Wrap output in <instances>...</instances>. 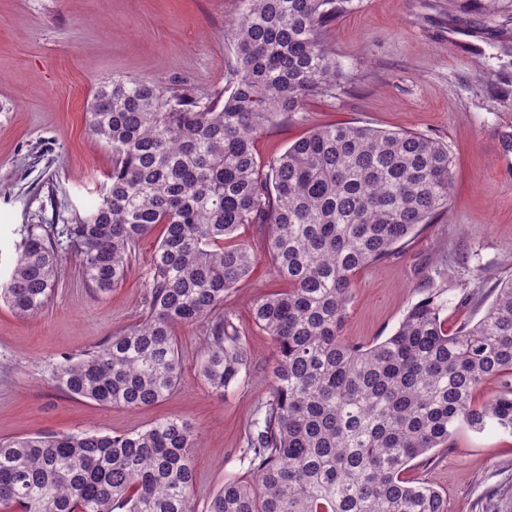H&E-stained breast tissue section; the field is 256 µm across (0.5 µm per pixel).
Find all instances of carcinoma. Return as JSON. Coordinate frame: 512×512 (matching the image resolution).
Returning <instances> with one entry per match:
<instances>
[{"label": "carcinoma", "instance_id": "1", "mask_svg": "<svg viewBox=\"0 0 512 512\" xmlns=\"http://www.w3.org/2000/svg\"><path fill=\"white\" fill-rule=\"evenodd\" d=\"M349 2L240 0L225 31L226 96L150 81L101 86L86 113L90 132L112 148L100 201L60 227L26 225L0 280V302L22 318L38 313L54 293L64 244L85 282L106 293L126 279L139 241L162 227L140 320L61 357L52 380L102 407L156 405L181 381L176 328L203 323L199 375L222 394L250 364L224 294L256 264L241 229L261 227L288 289L251 309L278 351L272 391L240 449L256 479L224 482L205 512H448L432 486L403 477L410 463L462 427L512 435V278L454 333L434 294L380 342L343 338L356 272L448 207V146L332 125L263 163L253 151L254 135L336 85L325 31ZM491 379L501 388L475 404ZM198 447L197 431L179 418L112 436L0 438V512H198L190 452Z\"/></svg>", "mask_w": 512, "mask_h": 512}]
</instances>
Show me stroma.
<instances>
[{"label":"stroma","instance_id":"obj_1","mask_svg":"<svg viewBox=\"0 0 512 512\" xmlns=\"http://www.w3.org/2000/svg\"><path fill=\"white\" fill-rule=\"evenodd\" d=\"M238 9V0H0V276L25 225L67 224L98 201L112 169L111 150L86 126L98 88L121 79L223 91L232 60L224 22ZM326 40L342 79L261 131L258 159L331 124L421 134L447 144L454 158L447 210L355 274L346 340H383L435 292L449 331L477 322L496 279L512 276V155L501 147L512 127V0L494 14L461 10L454 0H351ZM159 238L140 241L125 282L109 293L88 288L77 258L63 249L41 312L21 318L0 305V438L116 434L182 418L201 435L194 468L202 508L224 481H252L240 460L242 438L272 386L276 346L250 308L286 284L256 226L242 239L258 263L224 295L250 349L240 384L219 395L202 380L207 337L199 324L178 330L181 384L152 407L106 408L67 396L49 371L61 356L100 346L137 321ZM465 292L471 302H462ZM405 476L438 490L448 512H512V436L460 429L447 447L414 459Z\"/></svg>","mask_w":512,"mask_h":512}]
</instances>
